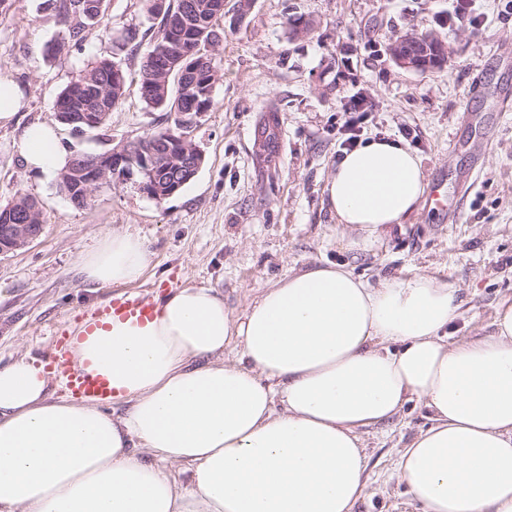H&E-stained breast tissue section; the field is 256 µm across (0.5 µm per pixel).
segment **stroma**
<instances>
[{"instance_id":"stroma-1","label":"stroma","mask_w":512,"mask_h":512,"mask_svg":"<svg viewBox=\"0 0 512 512\" xmlns=\"http://www.w3.org/2000/svg\"><path fill=\"white\" fill-rule=\"evenodd\" d=\"M104 8L82 51L55 54L67 32L47 0L0 7V76L25 97L16 120L0 127V207L22 193L44 213L35 240L0 255L1 367L26 355L53 370L70 328L111 299L115 286L85 283L79 262L112 229L153 251L137 284L149 295L191 281L221 290L238 314L261 288L312 265L343 264L374 285L422 271L459 290L449 341L491 333L496 305L512 299V108L491 111L483 94L512 85V69L499 65L512 60V0H476L475 25L455 0H254L244 16L238 0H224L214 105L191 131L204 155L194 180L161 202L117 180L79 208L55 176L26 166L18 143L26 127L53 122L59 93L87 62L114 56L138 72L139 56L122 43L125 28L149 26L142 0H105ZM294 15L312 20L310 35L291 36ZM410 28L446 33L455 49L450 65L425 73L397 67L386 44ZM356 100L368 110L364 138L403 141L427 180L450 174L449 192L470 186L459 223L423 202L375 249L344 248L350 231L337 223L325 187L342 156L337 129ZM274 106L278 150L267 162L255 132ZM161 123L135 80L106 133L76 137L62 126L58 134L68 152L98 154ZM483 126L494 131L487 147L477 137ZM429 424L413 401L392 422L363 429L366 490L355 512H417L396 465L400 449Z\"/></svg>"}]
</instances>
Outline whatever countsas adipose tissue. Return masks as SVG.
I'll return each mask as SVG.
<instances>
[{
    "instance_id": "obj_1",
    "label": "adipose tissue",
    "mask_w": 512,
    "mask_h": 512,
    "mask_svg": "<svg viewBox=\"0 0 512 512\" xmlns=\"http://www.w3.org/2000/svg\"><path fill=\"white\" fill-rule=\"evenodd\" d=\"M28 167L68 163L55 127L29 126ZM422 162L378 137L347 152L326 192L349 250L374 248L417 210ZM153 254L105 232L85 282H139ZM145 325L108 323L73 360L112 383L121 414L55 395L34 359L0 368V512H354L361 428L421 402L431 424L397 475L419 512H512V300L490 336L448 343L452 283L413 273L370 285L345 266L291 273L241 315L192 283Z\"/></svg>"
}]
</instances>
